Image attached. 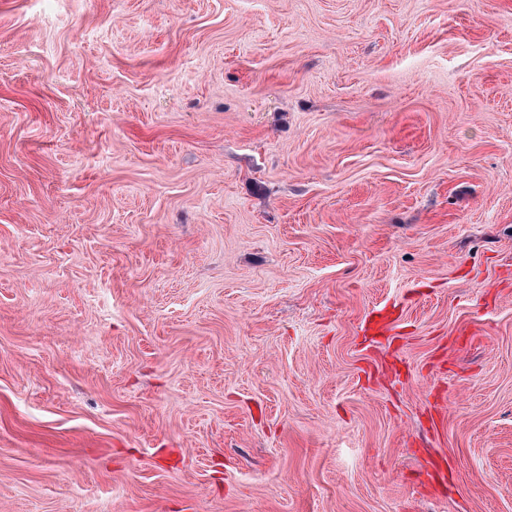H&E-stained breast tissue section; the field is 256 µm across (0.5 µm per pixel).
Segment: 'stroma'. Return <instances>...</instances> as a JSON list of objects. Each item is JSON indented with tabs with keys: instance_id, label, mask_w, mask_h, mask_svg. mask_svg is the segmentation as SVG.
Returning a JSON list of instances; mask_svg holds the SVG:
<instances>
[{
	"instance_id": "stroma-1",
	"label": "stroma",
	"mask_w": 512,
	"mask_h": 512,
	"mask_svg": "<svg viewBox=\"0 0 512 512\" xmlns=\"http://www.w3.org/2000/svg\"><path fill=\"white\" fill-rule=\"evenodd\" d=\"M0 512H512V0H0Z\"/></svg>"
}]
</instances>
